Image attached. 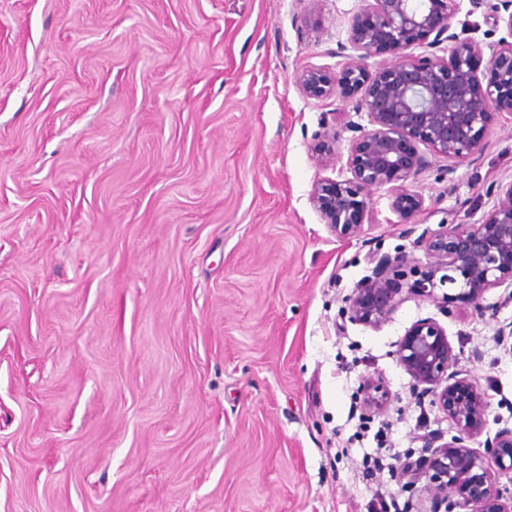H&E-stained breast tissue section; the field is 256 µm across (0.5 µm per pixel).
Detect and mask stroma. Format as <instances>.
I'll use <instances>...</instances> for the list:
<instances>
[{
  "label": "stroma",
  "mask_w": 512,
  "mask_h": 512,
  "mask_svg": "<svg viewBox=\"0 0 512 512\" xmlns=\"http://www.w3.org/2000/svg\"><path fill=\"white\" fill-rule=\"evenodd\" d=\"M363 0H0V512H431L394 463L456 429L400 366L417 320L444 327L487 395L483 439L512 427L511 288L485 312L405 299L380 329L344 321L369 254L477 224L512 183V114L480 150L382 187L340 241L309 202L323 113L304 96ZM477 22L484 59L500 0ZM388 392L356 437L368 381ZM388 470L367 479L365 457Z\"/></svg>",
  "instance_id": "1"
}]
</instances>
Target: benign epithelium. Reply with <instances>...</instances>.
<instances>
[{
    "label": "benign epithelium",
    "instance_id": "obj_1",
    "mask_svg": "<svg viewBox=\"0 0 512 512\" xmlns=\"http://www.w3.org/2000/svg\"><path fill=\"white\" fill-rule=\"evenodd\" d=\"M347 30V44L336 54L345 58L334 74L310 68L298 76L304 95L329 98L341 90L356 98L355 112H365L370 130L362 129L343 109L324 114L323 132L315 136V159L324 170H336L339 158L329 144L336 125L356 133L346 159L350 176L324 177L312 185L309 201L331 235L339 240L364 234L366 191L389 187L391 207L406 221L421 210L423 198L406 183L430 166L431 160L465 158L479 150L494 115L512 112V0H501L508 13V37L498 42L488 71L480 70L481 46L473 38L450 31L459 0H365ZM456 46L446 58L415 56L419 45ZM385 53L394 62L372 70L368 60ZM427 147L429 154L420 151ZM496 197L479 224H445L419 237L415 246L428 259L427 270L409 279L407 256H372V274L347 298L344 311L354 324L379 329L404 296L437 299L434 290L448 288L440 297L449 306L457 301L482 310L485 292L512 285V182L490 188ZM398 361L416 385L434 395L435 404L456 425L447 442L429 441L428 455L402 467L414 485L427 478L423 492L433 512H512V491L498 484L493 469L512 471V428L499 430L486 441L485 454L464 445L483 432L488 402L474 379L451 368L456 355L445 329L433 318L421 319L406 331L396 352ZM387 401L379 383L366 387L365 404L378 411Z\"/></svg>",
    "mask_w": 512,
    "mask_h": 512
}]
</instances>
